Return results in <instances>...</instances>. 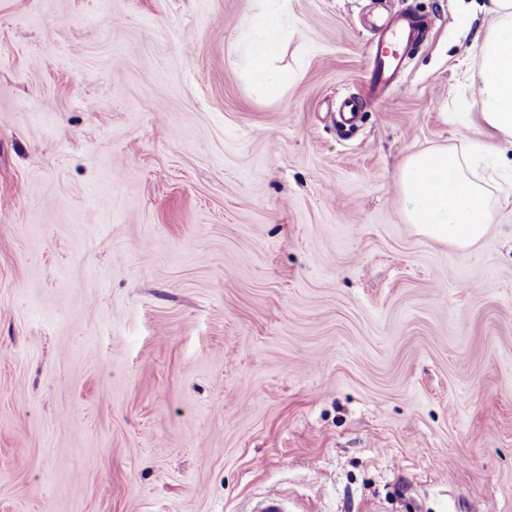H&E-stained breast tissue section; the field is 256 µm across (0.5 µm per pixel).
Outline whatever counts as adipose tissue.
I'll return each mask as SVG.
<instances>
[{"label": "adipose tissue", "instance_id": "obj_1", "mask_svg": "<svg viewBox=\"0 0 512 512\" xmlns=\"http://www.w3.org/2000/svg\"><path fill=\"white\" fill-rule=\"evenodd\" d=\"M495 22L483 39L473 82L487 129L512 143V0H491ZM405 219L418 233L468 248L487 233L491 214L476 162L445 149L410 154L399 173Z\"/></svg>", "mask_w": 512, "mask_h": 512}]
</instances>
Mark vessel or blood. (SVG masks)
I'll return each instance as SVG.
<instances>
[{
  "mask_svg": "<svg viewBox=\"0 0 512 512\" xmlns=\"http://www.w3.org/2000/svg\"><path fill=\"white\" fill-rule=\"evenodd\" d=\"M425 31L426 23L422 19L404 12H388L384 36L370 48L374 89L372 102H379L380 91L402 68L405 61L403 45L420 41Z\"/></svg>",
  "mask_w": 512,
  "mask_h": 512,
  "instance_id": "vessel-or-blood-1",
  "label": "vessel or blood"
}]
</instances>
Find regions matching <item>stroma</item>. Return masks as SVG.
<instances>
[{"label":"stroma","instance_id":"35a3bbf8","mask_svg":"<svg viewBox=\"0 0 512 512\" xmlns=\"http://www.w3.org/2000/svg\"><path fill=\"white\" fill-rule=\"evenodd\" d=\"M390 8L430 28L340 134ZM489 8L0 0V512H512V150L469 249L398 192L470 149ZM268 46L258 45L251 53L252 71L262 77L271 88H276L285 78L284 74L269 66Z\"/></svg>","mask_w":512,"mask_h":512}]
</instances>
